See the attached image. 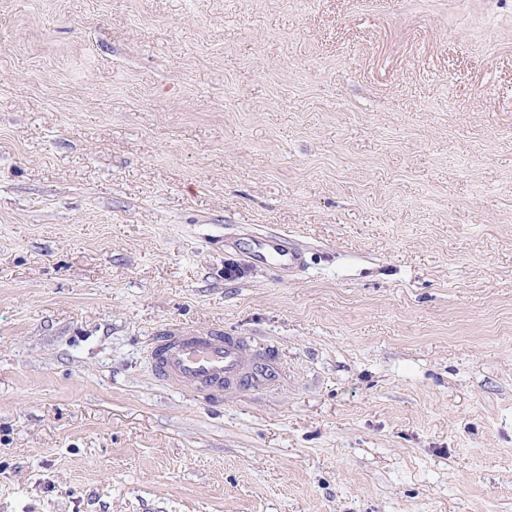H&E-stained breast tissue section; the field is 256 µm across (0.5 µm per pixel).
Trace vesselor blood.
I'll return each instance as SVG.
<instances>
[{"mask_svg": "<svg viewBox=\"0 0 512 512\" xmlns=\"http://www.w3.org/2000/svg\"><path fill=\"white\" fill-rule=\"evenodd\" d=\"M153 359L162 378L210 398L230 387H259L271 379L252 355L247 337L219 330L171 331L157 339Z\"/></svg>", "mask_w": 512, "mask_h": 512, "instance_id": "vessel-or-blood-1", "label": "vessel or blood"}]
</instances>
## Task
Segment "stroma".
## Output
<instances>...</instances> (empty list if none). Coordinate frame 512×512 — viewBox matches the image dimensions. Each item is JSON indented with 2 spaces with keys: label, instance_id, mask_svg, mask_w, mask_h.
<instances>
[{
  "label": "stroma",
  "instance_id": "1",
  "mask_svg": "<svg viewBox=\"0 0 512 512\" xmlns=\"http://www.w3.org/2000/svg\"><path fill=\"white\" fill-rule=\"evenodd\" d=\"M0 512H512V0H0ZM244 336L219 330H173L156 340L153 359L159 375L185 389L219 398L224 388L259 387L272 374L251 354Z\"/></svg>",
  "mask_w": 512,
  "mask_h": 512
}]
</instances>
